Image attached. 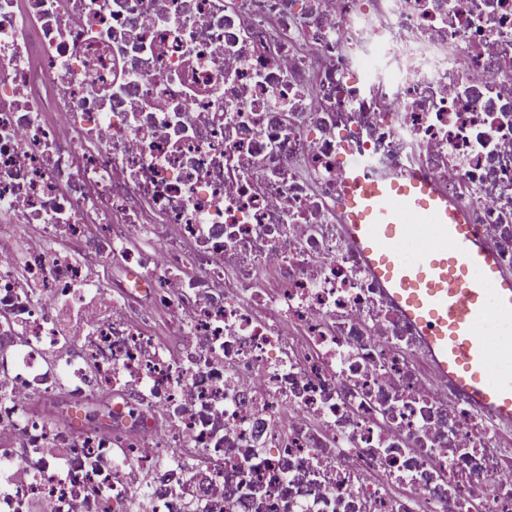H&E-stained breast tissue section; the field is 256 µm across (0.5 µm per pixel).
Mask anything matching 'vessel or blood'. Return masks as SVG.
I'll return each mask as SVG.
<instances>
[{
    "label": "vessel or blood",
    "instance_id": "vessel-or-blood-1",
    "mask_svg": "<svg viewBox=\"0 0 512 512\" xmlns=\"http://www.w3.org/2000/svg\"><path fill=\"white\" fill-rule=\"evenodd\" d=\"M346 239L413 328L430 370L512 428V275L447 194L345 162Z\"/></svg>",
    "mask_w": 512,
    "mask_h": 512
}]
</instances>
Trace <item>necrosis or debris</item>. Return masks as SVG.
Masks as SVG:
<instances>
[{
	"label": "necrosis or debris",
	"instance_id": "necrosis-or-debris-1",
	"mask_svg": "<svg viewBox=\"0 0 512 512\" xmlns=\"http://www.w3.org/2000/svg\"><path fill=\"white\" fill-rule=\"evenodd\" d=\"M350 155L512 272V0H0V512H512Z\"/></svg>",
	"mask_w": 512,
	"mask_h": 512
}]
</instances>
